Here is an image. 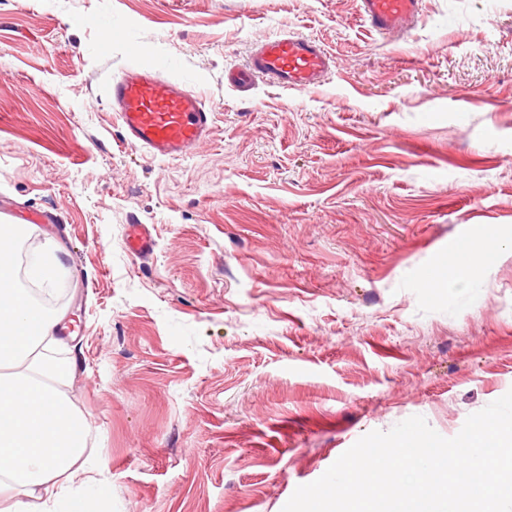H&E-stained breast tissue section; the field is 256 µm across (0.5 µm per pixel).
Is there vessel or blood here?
I'll return each mask as SVG.
<instances>
[{
	"label": "vessel or blood",
	"instance_id": "vessel-or-blood-1",
	"mask_svg": "<svg viewBox=\"0 0 512 512\" xmlns=\"http://www.w3.org/2000/svg\"><path fill=\"white\" fill-rule=\"evenodd\" d=\"M359 13L382 34L410 30L420 15L421 0H359ZM331 57L312 37L280 34L261 40L245 70L229 73L233 85L262 78L299 92L320 86L329 74ZM167 64L156 61L132 67L113 79L108 94L112 110L129 146L151 158L175 161L206 142L213 125V108L187 84L167 77ZM127 247L136 256L152 252L154 240L147 225L128 227Z\"/></svg>",
	"mask_w": 512,
	"mask_h": 512
}]
</instances>
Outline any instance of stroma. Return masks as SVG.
I'll list each match as a JSON object with an SVG mask.
<instances>
[{"label":"stroma","instance_id":"obj_1","mask_svg":"<svg viewBox=\"0 0 512 512\" xmlns=\"http://www.w3.org/2000/svg\"><path fill=\"white\" fill-rule=\"evenodd\" d=\"M421 11L397 37L358 0H0V223L51 213L28 251L66 250L40 293L75 333L93 512H282L365 434L451 438L512 390V0ZM288 32L334 56L323 85H228ZM160 58L215 112L173 162L108 97ZM480 232L465 288L448 245ZM128 249L138 257L145 256L153 251L154 240L150 229L145 224L128 225Z\"/></svg>","mask_w":512,"mask_h":512}]
</instances>
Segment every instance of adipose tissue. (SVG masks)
<instances>
[{"mask_svg": "<svg viewBox=\"0 0 512 512\" xmlns=\"http://www.w3.org/2000/svg\"><path fill=\"white\" fill-rule=\"evenodd\" d=\"M29 230L0 224V512H87L78 485L95 483L99 464L68 395L75 364L55 355L63 318L13 276Z\"/></svg>", "mask_w": 512, "mask_h": 512, "instance_id": "adipose-tissue-1", "label": "adipose tissue"}]
</instances>
